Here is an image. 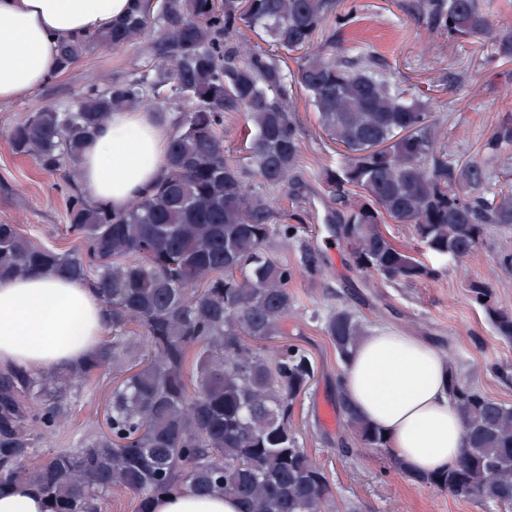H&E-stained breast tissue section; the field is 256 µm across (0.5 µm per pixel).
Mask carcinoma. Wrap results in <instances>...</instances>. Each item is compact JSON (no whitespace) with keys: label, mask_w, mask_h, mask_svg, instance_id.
Instances as JSON below:
<instances>
[{"label":"carcinoma","mask_w":512,"mask_h":512,"mask_svg":"<svg viewBox=\"0 0 512 512\" xmlns=\"http://www.w3.org/2000/svg\"><path fill=\"white\" fill-rule=\"evenodd\" d=\"M339 0H141L108 32L64 43L68 71L101 46L148 31L159 62L143 75L90 85L69 103L29 114L7 133L12 151L45 172H64L65 220L81 242L61 252L0 224V278L42 272L83 278L105 305L111 339L66 374L0 372V494L26 482L49 512H102L121 489L148 512L173 487L236 498L241 512H356L337 496L304 448L293 409L315 375L308 353L288 341L297 309L289 289L303 268L271 251L294 241L303 219L304 156L295 99L306 95L336 165L321 175L330 222L355 268L391 282L431 281L440 268L396 245L383 225L406 224L435 260L464 263L491 227L504 232L499 266L512 272V118L484 142L486 160L455 163L433 130L430 97L396 86L371 55L350 57L316 40ZM432 28L455 38H493L512 55V31L496 30L485 0H416ZM264 37L252 45L243 29ZM300 52L291 71L280 51ZM175 101L166 112L159 98ZM145 107L169 122L167 176L115 212L82 191L78 160L113 111ZM242 112L252 164L224 158V113ZM410 127L413 134L399 136ZM376 135L386 150L371 152ZM257 178L259 185L252 183ZM466 291L494 333L512 343V310L488 283ZM324 331L346 363L369 333L348 306L329 310ZM448 393L465 430L452 468L409 476L420 486L504 505L512 512V405L463 380L449 359ZM112 377L105 427L75 448L36 459L53 443L72 393ZM343 425L363 448L387 451L382 435L338 396Z\"/></svg>","instance_id":"obj_1"}]
</instances>
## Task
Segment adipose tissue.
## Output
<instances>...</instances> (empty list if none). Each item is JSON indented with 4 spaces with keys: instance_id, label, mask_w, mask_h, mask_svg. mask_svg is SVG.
I'll use <instances>...</instances> for the list:
<instances>
[{
    "instance_id": "ef3b65f1",
    "label": "adipose tissue",
    "mask_w": 512,
    "mask_h": 512,
    "mask_svg": "<svg viewBox=\"0 0 512 512\" xmlns=\"http://www.w3.org/2000/svg\"><path fill=\"white\" fill-rule=\"evenodd\" d=\"M133 0H0V105L57 73L60 43L111 30ZM170 134L152 111L113 112L80 159L82 185L114 211L151 193L166 175ZM109 332L104 305L85 281L34 274L0 279V367L30 374L86 361ZM342 389L411 472L453 467L463 424L448 398V356L424 337L370 330L344 366ZM150 512H240L221 495L177 489L153 496Z\"/></svg>"
}]
</instances>
